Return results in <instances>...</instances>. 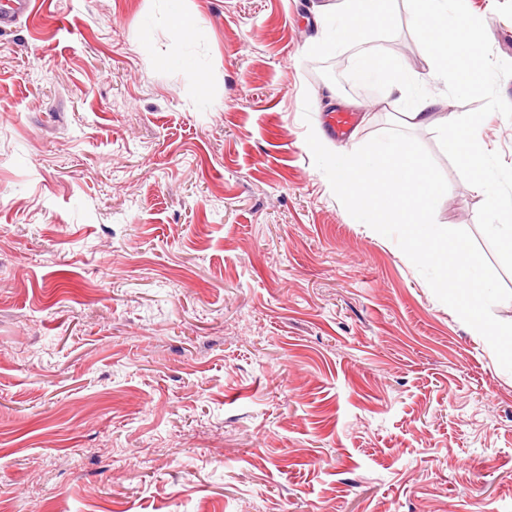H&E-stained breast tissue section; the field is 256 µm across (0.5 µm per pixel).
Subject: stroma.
<instances>
[{
    "instance_id": "1",
    "label": "stroma",
    "mask_w": 512,
    "mask_h": 512,
    "mask_svg": "<svg viewBox=\"0 0 512 512\" xmlns=\"http://www.w3.org/2000/svg\"><path fill=\"white\" fill-rule=\"evenodd\" d=\"M339 2L181 0L178 38L170 0H36L0 29V512H512V372L306 144L400 120L359 92L381 53L436 117L487 113L512 198V0H448L488 19L477 95L433 77L411 0L348 43ZM411 133L436 222L512 290L506 215L438 125Z\"/></svg>"
}]
</instances>
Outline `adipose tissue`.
<instances>
[{
	"instance_id": "adipose-tissue-1",
	"label": "adipose tissue",
	"mask_w": 512,
	"mask_h": 512,
	"mask_svg": "<svg viewBox=\"0 0 512 512\" xmlns=\"http://www.w3.org/2000/svg\"><path fill=\"white\" fill-rule=\"evenodd\" d=\"M443 0H414V18L424 26L435 51L436 73L452 74L460 89L468 90L484 83L489 67L477 52L485 20L481 17L459 15L448 17ZM387 0H342V22L336 30L340 41H355L367 32L383 25L386 20ZM359 75L365 81H380L389 91L403 92L415 83L416 77L393 59L383 55L363 57ZM431 100L423 99L405 113L413 127L438 124L443 138L459 150L462 167L474 183L488 195H495V180L488 169L489 151L478 137L487 121L486 113H470L466 122L457 123L444 118L434 121L430 111Z\"/></svg>"
}]
</instances>
